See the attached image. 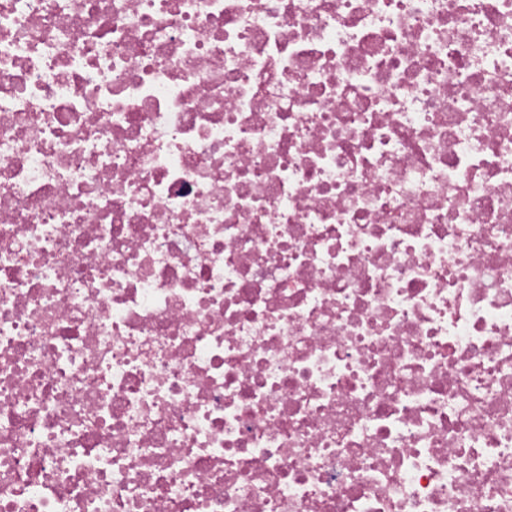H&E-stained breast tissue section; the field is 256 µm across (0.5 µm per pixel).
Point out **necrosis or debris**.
<instances>
[{
  "mask_svg": "<svg viewBox=\"0 0 512 512\" xmlns=\"http://www.w3.org/2000/svg\"><path fill=\"white\" fill-rule=\"evenodd\" d=\"M0 512H512V0H0Z\"/></svg>",
  "mask_w": 512,
  "mask_h": 512,
  "instance_id": "necrosis-or-debris-1",
  "label": "necrosis or debris"
}]
</instances>
